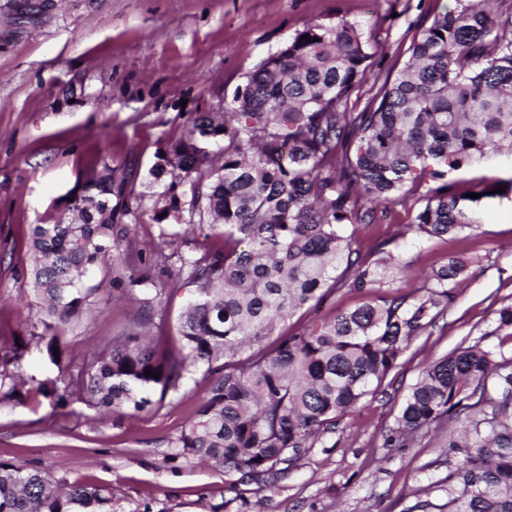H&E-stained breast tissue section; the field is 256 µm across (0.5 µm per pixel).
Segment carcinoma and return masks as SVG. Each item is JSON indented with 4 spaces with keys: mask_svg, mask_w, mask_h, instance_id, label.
<instances>
[{
    "mask_svg": "<svg viewBox=\"0 0 512 512\" xmlns=\"http://www.w3.org/2000/svg\"><path fill=\"white\" fill-rule=\"evenodd\" d=\"M495 2L455 0L435 14L359 112L352 97L368 75L367 39L340 18L306 25L248 75L229 111L198 116L157 154L150 175L165 200L154 211L159 236H182L177 188L187 185L191 210L209 220L197 224L205 243L190 254L158 252L127 277V293L142 295L137 329L112 337L76 373L54 350L100 291L83 278L109 255L120 260L137 220L128 180L108 168L74 198L77 221L34 225L30 276L51 318L36 343L46 344L57 375L26 376L28 343L0 339V407L32 396L61 406L76 395L109 415L142 411L204 366L206 395L173 457L253 478L313 447L435 326L468 272L452 257L423 294H406L393 288L385 247L410 230L427 241L474 230L494 189L512 192V178H456L512 160V10L498 13ZM205 142L208 153L199 150ZM411 195L419 207L406 230L379 245L381 257L354 248L374 205ZM158 267L173 283L151 273ZM170 285L190 289V299L169 349L152 345L149 330ZM338 288L368 301L273 336ZM443 416L461 459L440 512H512V357L476 342L435 361L402 406L398 437ZM0 512H112V493L0 462Z\"/></svg>",
    "mask_w": 512,
    "mask_h": 512,
    "instance_id": "carcinoma-1",
    "label": "carcinoma"
}]
</instances>
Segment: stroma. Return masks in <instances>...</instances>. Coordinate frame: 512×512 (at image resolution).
Segmentation results:
<instances>
[{
  "label": "stroma",
  "instance_id": "1",
  "mask_svg": "<svg viewBox=\"0 0 512 512\" xmlns=\"http://www.w3.org/2000/svg\"><path fill=\"white\" fill-rule=\"evenodd\" d=\"M454 0H0V336L41 333L47 316L30 279L31 227L75 218L69 200L104 168L129 179L138 213L124 261L104 260L91 318L63 349L73 365L134 324L138 305L120 279L139 255L169 252L147 188L156 155L203 112L230 108L248 74L306 23H357L372 55L360 99L396 74L415 35ZM413 201L361 225L370 251L409 224ZM395 284L416 291L449 256L470 262L456 301L413 340L380 388L314 447L247 479L192 460L171 443L207 391L204 369L161 408L99 418L81 400L0 408V461L112 491L113 512H418L448 500V422L389 444L401 407L426 367L461 344L500 346L496 309L512 303V197L490 200L481 224L447 240L395 248Z\"/></svg>",
  "mask_w": 512,
  "mask_h": 512
}]
</instances>
